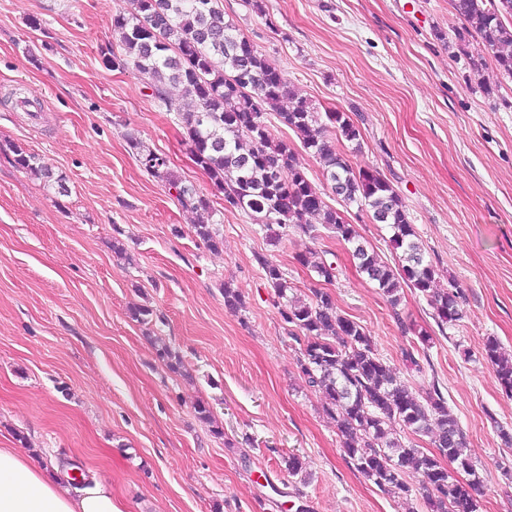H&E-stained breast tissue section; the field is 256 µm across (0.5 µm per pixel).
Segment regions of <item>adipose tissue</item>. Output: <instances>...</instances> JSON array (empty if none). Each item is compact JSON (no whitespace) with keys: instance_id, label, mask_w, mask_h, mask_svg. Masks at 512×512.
Masks as SVG:
<instances>
[{"instance_id":"ef3b65f1","label":"adipose tissue","mask_w":512,"mask_h":512,"mask_svg":"<svg viewBox=\"0 0 512 512\" xmlns=\"http://www.w3.org/2000/svg\"><path fill=\"white\" fill-rule=\"evenodd\" d=\"M0 512H123L112 487L96 473L81 486L63 481L58 467L20 448H0Z\"/></svg>"}]
</instances>
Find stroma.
I'll use <instances>...</instances> for the list:
<instances>
[{
  "label": "stroma",
  "instance_id": "obj_1",
  "mask_svg": "<svg viewBox=\"0 0 512 512\" xmlns=\"http://www.w3.org/2000/svg\"><path fill=\"white\" fill-rule=\"evenodd\" d=\"M259 2L224 0L226 20L298 97L359 127L350 161L399 192L437 288L462 291L463 320L439 331L410 288L390 308L330 235L274 245L251 215L225 209L146 79L102 62L128 0H0V447L96 471L124 512H430L420 474H407L404 500L349 464L300 373L268 259L296 293L329 292L390 365L416 330L431 333L410 379L439 385L458 418L483 479L479 512H512V448L500 439L512 394L483 355L490 337L512 351V79L476 33L458 48L466 23L450 0ZM12 143L63 175L62 188L17 168ZM141 146L209 201L220 250L140 165ZM312 247L335 252L333 282L300 265ZM226 282L238 313L224 309ZM136 306L151 309L147 322L132 320ZM161 342L179 370L158 358ZM201 400L223 436L198 419Z\"/></svg>",
  "mask_w": 512,
  "mask_h": 512
}]
</instances>
